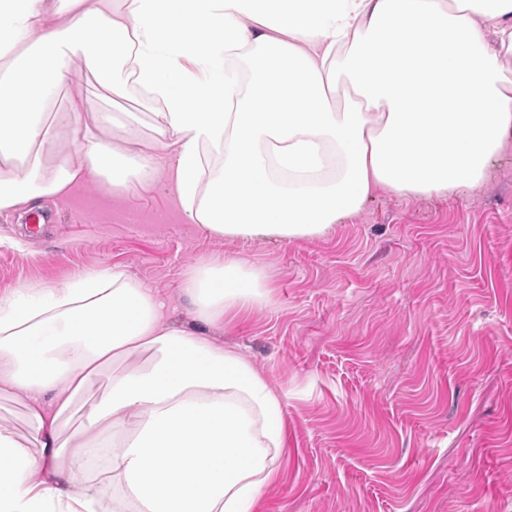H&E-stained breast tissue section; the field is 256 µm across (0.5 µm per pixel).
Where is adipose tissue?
<instances>
[{
    "instance_id": "1",
    "label": "adipose tissue",
    "mask_w": 512,
    "mask_h": 512,
    "mask_svg": "<svg viewBox=\"0 0 512 512\" xmlns=\"http://www.w3.org/2000/svg\"><path fill=\"white\" fill-rule=\"evenodd\" d=\"M77 56L162 107L152 152L107 144L82 99L60 131ZM511 139L512 0H0V211L90 175L123 193L162 157L208 234L306 240L379 191L466 195ZM179 293L195 329L116 270L0 297V393L32 426L0 427V512H253L285 395L210 331L269 303L265 275L228 258Z\"/></svg>"
}]
</instances>
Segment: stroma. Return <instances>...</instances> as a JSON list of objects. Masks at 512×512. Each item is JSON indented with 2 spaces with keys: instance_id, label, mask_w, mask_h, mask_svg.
<instances>
[{
  "instance_id": "35a3bbf8",
  "label": "stroma",
  "mask_w": 512,
  "mask_h": 512,
  "mask_svg": "<svg viewBox=\"0 0 512 512\" xmlns=\"http://www.w3.org/2000/svg\"><path fill=\"white\" fill-rule=\"evenodd\" d=\"M54 115L88 99L104 137L149 149L137 91L116 97L82 59ZM164 175L115 195L90 181L45 204V235L0 211V296L121 270L171 318L197 265L231 256L262 269L272 300L225 322L287 396L288 451L257 512H512V148L465 196L375 193L314 240L213 237L189 223Z\"/></svg>"
}]
</instances>
